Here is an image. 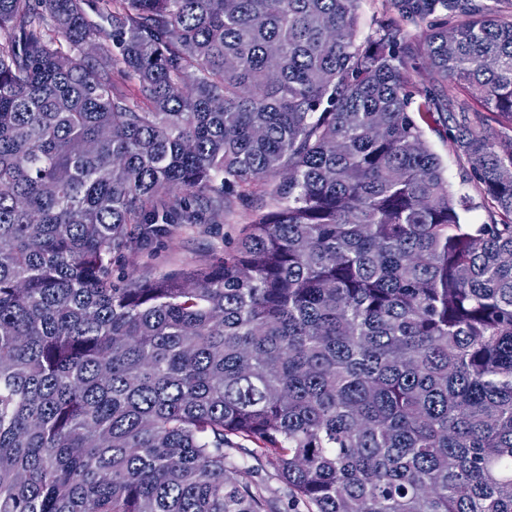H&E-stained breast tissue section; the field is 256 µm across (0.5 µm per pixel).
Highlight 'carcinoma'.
<instances>
[{"instance_id": "1", "label": "carcinoma", "mask_w": 512, "mask_h": 512, "mask_svg": "<svg viewBox=\"0 0 512 512\" xmlns=\"http://www.w3.org/2000/svg\"><path fill=\"white\" fill-rule=\"evenodd\" d=\"M358 2L0 0V512H512V11ZM392 0H360L359 13L361 14V28L359 41L368 36L375 37L377 22L396 15ZM413 66H415V70L412 72L415 95L410 107V112H417V105L422 101L425 90L429 89L431 85L424 60L421 58L415 59ZM416 114L418 122L425 130L426 138L432 150L441 158L445 175L448 178V185L450 189L457 195L466 194L472 198V208L463 212V223L465 224H483L489 221L488 212L481 206V199L477 191L471 184L465 182V177L462 168L460 167L459 160L455 153L454 147L450 139L445 137L442 132V127L430 121L427 125L423 123L418 114ZM207 222L216 224H181L173 234L153 239L138 258L142 270L157 276L215 262L238 239L248 220L242 215L228 221Z\"/></svg>"}]
</instances>
